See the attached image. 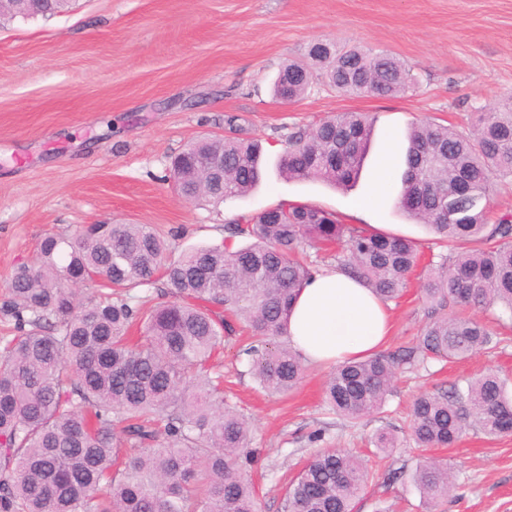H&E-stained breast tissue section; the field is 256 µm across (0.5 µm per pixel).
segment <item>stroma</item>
Here are the masks:
<instances>
[{
  "instance_id": "1",
  "label": "stroma",
  "mask_w": 512,
  "mask_h": 512,
  "mask_svg": "<svg viewBox=\"0 0 512 512\" xmlns=\"http://www.w3.org/2000/svg\"><path fill=\"white\" fill-rule=\"evenodd\" d=\"M317 40L391 53L417 83L398 95L357 97L318 78L299 101L276 100L281 68L305 64ZM509 90L512 0H75L63 14L15 18L0 26V296L15 266L33 261L50 233L149 224L183 251L223 244L225 225L279 204H306L345 224L388 225L415 243L417 267L390 303L383 350L412 345L428 322L423 278L444 249L397 206L408 132L431 121L471 134L480 112ZM338 112L374 119L356 185L343 190L283 177L289 134ZM225 136L261 143V184L219 204L179 197L165 180L171 156L193 141ZM388 147L396 155L390 191L378 208L355 217ZM468 315L500 338L496 349L402 366L382 409L356 421L328 409L325 369L306 367L286 395L264 393L239 353L249 330L237 323L213 363L227 400L251 424L245 470L260 512H283L288 483L321 447L359 453L373 472L357 512H427L412 475L428 459L448 463L453 475L436 512H512V433L470 428L454 447L421 452L408 429L420 394L464 388L487 372L512 385V312L498 305ZM383 432L395 447H375ZM389 468L400 476L387 484Z\"/></svg>"
}]
</instances>
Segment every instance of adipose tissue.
Listing matches in <instances>:
<instances>
[{"label":"adipose tissue","instance_id":"ef3b65f1","mask_svg":"<svg viewBox=\"0 0 512 512\" xmlns=\"http://www.w3.org/2000/svg\"><path fill=\"white\" fill-rule=\"evenodd\" d=\"M390 329L387 302L335 266L313 273L288 315L289 344L313 367L370 357Z\"/></svg>","mask_w":512,"mask_h":512}]
</instances>
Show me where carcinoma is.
Here are the masks:
<instances>
[{"mask_svg": "<svg viewBox=\"0 0 512 512\" xmlns=\"http://www.w3.org/2000/svg\"><path fill=\"white\" fill-rule=\"evenodd\" d=\"M72 0H4L0 20L68 11ZM306 66L281 69V102L305 95L316 76L350 96H390L416 81L381 51L343 50L326 42ZM373 120L338 112L288 138L281 172L347 188L360 173ZM224 162L209 174L200 160ZM512 178V94L463 135L434 123L411 130L399 208L429 225L452 253L425 279L429 322L417 342L336 369L326 383L332 410L357 420L379 410L397 369L429 357L450 361L499 344L453 306L512 312V214L488 222L496 183ZM261 179L260 147L248 139L207 138L171 158L166 180L191 202L243 197ZM224 244L172 256L147 224H97L73 236L49 234L36 262L18 266L0 304L16 334L0 349V512H259L240 460L249 447L247 418L224 402V375L212 360L235 333L224 315H241L253 333L242 349L260 386L292 389L305 367L288 344L289 308L311 278L296 254L340 245L337 265L386 301L399 298L417 262L407 238L341 223L298 204L267 209L249 224L224 226ZM163 282L171 300L146 308L130 291ZM88 295L78 298V287ZM144 327L131 342L129 330ZM512 431L506 380L487 374L466 392L452 386L418 397L411 428L425 448L453 445L462 430ZM368 481L349 452L316 454L288 484L286 512H356ZM413 481L437 505L448 496L447 465L428 462Z\"/></svg>", "mask_w": 512, "mask_h": 512, "instance_id": "obj_1", "label": "carcinoma"}]
</instances>
